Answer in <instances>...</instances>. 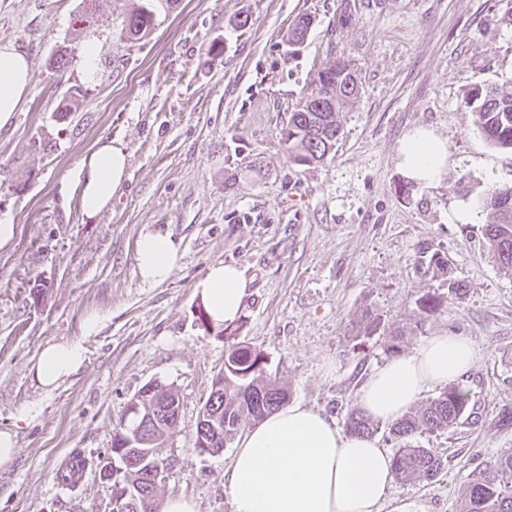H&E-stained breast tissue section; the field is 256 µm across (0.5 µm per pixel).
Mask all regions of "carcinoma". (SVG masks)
<instances>
[{
	"label": "carcinoma",
	"mask_w": 512,
	"mask_h": 512,
	"mask_svg": "<svg viewBox=\"0 0 512 512\" xmlns=\"http://www.w3.org/2000/svg\"><path fill=\"white\" fill-rule=\"evenodd\" d=\"M178 0H144L130 10L115 14L111 0H81L77 21L93 27L103 16L112 22L113 33L121 41L136 45L149 38L158 17L173 11ZM311 19L298 18L288 34V44L301 45ZM359 85L350 65L338 59L324 68L318 85L306 94L291 113L284 142L288 158L299 163H319L334 149L341 125L339 114L357 97ZM476 123L487 139L512 148V92L498 87H476L466 97ZM483 204L493 211L494 222L485 227V244L500 271L512 276V186L493 187ZM381 318L373 306L362 312L356 330L360 336H374ZM211 409L224 421L215 446H224L268 414L283 407L286 389L267 377L262 354L242 342L228 345L224 360V385L210 390ZM468 404L467 394L449 386L419 409L409 412L388 428L389 438L398 448L394 454V478L405 483L430 481L444 467L443 459L430 448L411 444L417 429L445 430L457 423ZM348 433L371 436L379 423L358 408L345 420ZM460 512H512V454L502 455L473 471L463 485Z\"/></svg>",
	"instance_id": "cac0c4a2"
}]
</instances>
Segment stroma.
<instances>
[{"label": "stroma", "mask_w": 512, "mask_h": 512, "mask_svg": "<svg viewBox=\"0 0 512 512\" xmlns=\"http://www.w3.org/2000/svg\"><path fill=\"white\" fill-rule=\"evenodd\" d=\"M80 0H0V43L31 61V89L0 129V220L16 224L0 249V431L18 454L0 468V512H107L96 475L101 455L147 383L173 386L180 418L162 446L179 465L158 497L195 499L200 512H232L224 471L234 453L195 448L200 408L223 369L219 326H202L193 285L216 262L251 282L237 339L259 350L265 369L301 401L344 424L375 366L389 360L377 337L354 329L366 305L411 352L428 338L469 337L478 359L466 375L473 417L413 444L443 459L430 481L399 483L383 512H459L460 490L481 463L512 453V276L488 253L492 223L480 198L512 185V149L489 141L465 106L467 93L512 83L506 0H179L144 42L128 46L110 22L75 24ZM313 25L298 51L294 20ZM97 49L93 76L84 49ZM70 50L66 70L53 66ZM348 61L357 98L340 114L326 160L300 166L282 141L292 110L319 71ZM79 108L59 119L64 92ZM432 129L448 145L440 184L420 186L397 165L409 131ZM127 154V178L110 208L84 216L60 194L98 139ZM478 219L453 224L452 209ZM170 233L181 259L165 283L139 275L135 246L148 231ZM440 253L466 291L428 267ZM441 297L433 314L425 295ZM99 331L82 335L90 313ZM81 341L83 366L53 390L30 372L52 342ZM85 460L78 484L56 475Z\"/></svg>", "instance_id": "stroma-1"}]
</instances>
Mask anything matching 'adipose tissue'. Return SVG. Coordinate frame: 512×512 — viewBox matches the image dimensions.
<instances>
[{
    "label": "adipose tissue",
    "instance_id": "obj_1",
    "mask_svg": "<svg viewBox=\"0 0 512 512\" xmlns=\"http://www.w3.org/2000/svg\"><path fill=\"white\" fill-rule=\"evenodd\" d=\"M31 62L14 45H0V129L10 125L30 91ZM407 179L437 184L448 167V150L432 130L416 128L398 147ZM127 169L125 151L98 141L61 193L77 197L86 217L111 203ZM136 263L148 283L161 284L175 272L180 244L168 233L149 231L136 243ZM250 283L243 271L224 262L211 264L194 285L214 323L239 317ZM82 343L47 344L32 366L46 389L54 388L85 362ZM478 359L465 336L442 334L412 352L391 358L365 378L356 393L358 407L372 419L392 422L430 389L458 384ZM224 485L233 512H380L393 487L392 455L375 439L345 433L334 420L301 402L268 415L240 437Z\"/></svg>",
    "mask_w": 512,
    "mask_h": 512
}]
</instances>
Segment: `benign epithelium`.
I'll return each mask as SVG.
<instances>
[{
  "label": "benign epithelium",
  "instance_id": "obj_1",
  "mask_svg": "<svg viewBox=\"0 0 512 512\" xmlns=\"http://www.w3.org/2000/svg\"><path fill=\"white\" fill-rule=\"evenodd\" d=\"M156 393L155 384L150 382L143 386L137 394L129 401L126 409V415L134 416L140 419L136 425L134 435L137 442L145 447V450L139 459L134 460L125 455V448L129 444L122 440L112 443V448L101 456L97 465L98 477L107 484L111 490L110 508L108 512H129L138 501L141 492L138 484L127 481L125 483H114L116 476L125 473L127 469H135L144 475V478L151 481L152 485L157 487L165 479L166 474L177 467L180 459L172 456L167 460L160 459L151 445H153L152 432L158 426L160 419H165V423L172 420V408L167 404H162L161 408H153L148 416H143L140 401ZM220 430V419L204 410L201 412V423L198 433V451L203 453L215 454L220 449L212 447L209 436L212 432Z\"/></svg>",
  "mask_w": 512,
  "mask_h": 512
}]
</instances>
